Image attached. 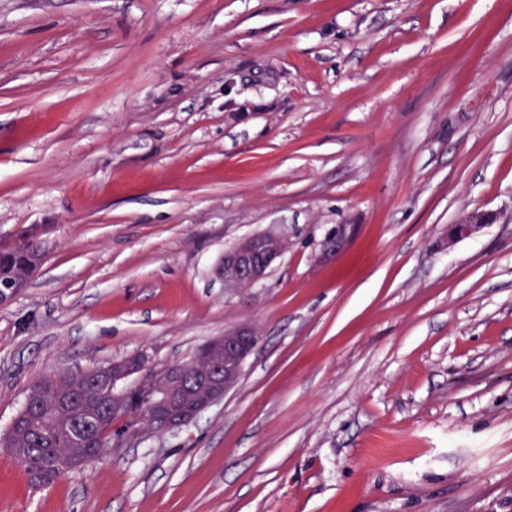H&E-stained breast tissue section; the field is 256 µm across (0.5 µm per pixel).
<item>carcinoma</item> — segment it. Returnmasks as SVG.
I'll list each match as a JSON object with an SVG mask.
<instances>
[{"instance_id": "1", "label": "carcinoma", "mask_w": 512, "mask_h": 512, "mask_svg": "<svg viewBox=\"0 0 512 512\" xmlns=\"http://www.w3.org/2000/svg\"><path fill=\"white\" fill-rule=\"evenodd\" d=\"M39 248L34 242H26L15 251L0 256V281L21 280L31 269L30 255ZM120 390L113 388L107 392L93 385L91 379L81 375L68 380L55 378V371L43 373L29 388L25 401L36 404L41 409L36 430L30 431L27 412H18L15 436L12 440L3 439L0 445L5 448H26L28 452L17 463L33 476L41 469L49 457L55 455L78 456L86 446L87 437L95 436L101 443L112 444V424L116 419L110 414H101L113 396ZM147 407L133 404L131 416L124 420L118 433L146 425Z\"/></svg>"}]
</instances>
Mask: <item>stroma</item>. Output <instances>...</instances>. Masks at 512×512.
Returning <instances> with one entry per match:
<instances>
[{"mask_svg": "<svg viewBox=\"0 0 512 512\" xmlns=\"http://www.w3.org/2000/svg\"><path fill=\"white\" fill-rule=\"evenodd\" d=\"M270 228L287 253L226 292ZM26 237L0 435L45 371L261 341L190 424L52 484L0 447V512H512V0H0V244ZM496 216L485 211H473L464 215L448 232V246L477 235L487 224L495 223ZM287 251L288 237L274 229L256 233L228 248L219 269L225 291L239 293L260 284Z\"/></svg>", "mask_w": 512, "mask_h": 512, "instance_id": "stroma-1", "label": "stroma"}]
</instances>
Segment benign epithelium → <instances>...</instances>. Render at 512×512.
I'll return each instance as SVG.
<instances>
[{"label":"benign epithelium","instance_id":"7a95c632","mask_svg":"<svg viewBox=\"0 0 512 512\" xmlns=\"http://www.w3.org/2000/svg\"><path fill=\"white\" fill-rule=\"evenodd\" d=\"M495 220V214L485 211L464 215L451 225L448 246L477 235ZM350 237L349 226H337L336 232L325 241V251L339 252ZM287 251L288 237L274 229L256 233L228 248L219 269L225 291L239 293L260 284ZM260 339L258 330L248 324L227 329L224 335L210 339L197 352L201 370L193 382L186 380L184 369L145 368L146 359L141 354L112 362L111 367L95 371V378L99 385L108 387L137 376L124 389L137 392L147 402L151 410V432H171L192 422L238 386L244 364Z\"/></svg>","mask_w":512,"mask_h":512}]
</instances>
